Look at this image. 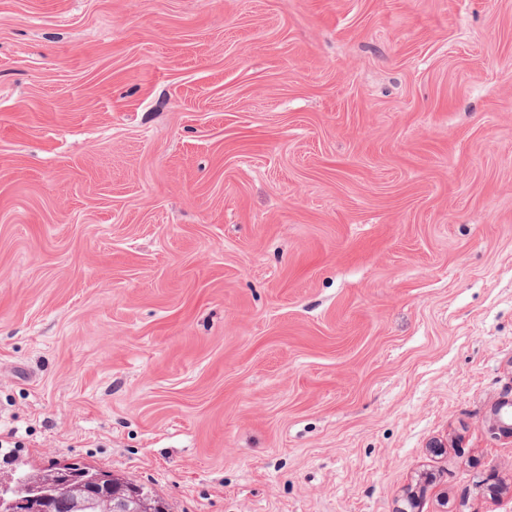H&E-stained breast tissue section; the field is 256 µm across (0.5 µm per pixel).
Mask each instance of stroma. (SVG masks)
I'll list each match as a JSON object with an SVG mask.
<instances>
[{
  "label": "stroma",
  "mask_w": 512,
  "mask_h": 512,
  "mask_svg": "<svg viewBox=\"0 0 512 512\" xmlns=\"http://www.w3.org/2000/svg\"><path fill=\"white\" fill-rule=\"evenodd\" d=\"M510 395L512 0H0V469L512 512Z\"/></svg>",
  "instance_id": "obj_1"
}]
</instances>
